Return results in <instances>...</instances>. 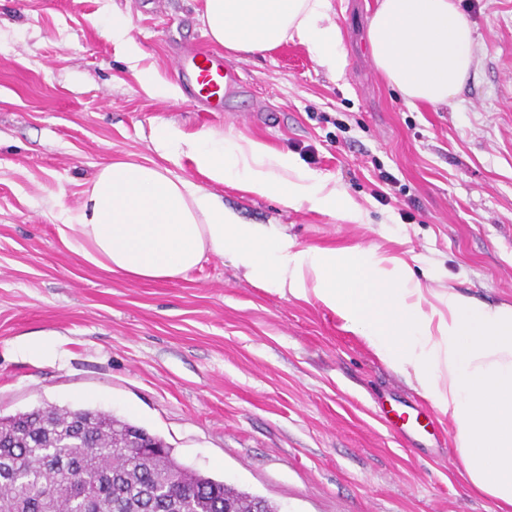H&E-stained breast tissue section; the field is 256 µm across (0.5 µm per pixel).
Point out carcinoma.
<instances>
[{
	"label": "carcinoma",
	"mask_w": 512,
	"mask_h": 512,
	"mask_svg": "<svg viewBox=\"0 0 512 512\" xmlns=\"http://www.w3.org/2000/svg\"><path fill=\"white\" fill-rule=\"evenodd\" d=\"M149 441L158 451H140ZM0 512H279L188 469L164 441L109 413L34 408L0 417Z\"/></svg>",
	"instance_id": "cac0c4a2"
}]
</instances>
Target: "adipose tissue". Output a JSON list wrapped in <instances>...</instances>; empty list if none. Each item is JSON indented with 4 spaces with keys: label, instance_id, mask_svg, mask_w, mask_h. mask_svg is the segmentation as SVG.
Returning <instances> with one entry per match:
<instances>
[{
    "label": "adipose tissue",
    "instance_id": "adipose-tissue-1",
    "mask_svg": "<svg viewBox=\"0 0 512 512\" xmlns=\"http://www.w3.org/2000/svg\"><path fill=\"white\" fill-rule=\"evenodd\" d=\"M329 12L330 0H203L200 19L228 53L250 57L298 43L336 76L347 59ZM368 42L376 68L411 108L448 103L474 67V32L455 0H378ZM152 143L158 160L99 166L58 227L66 247L131 282L181 279L207 257H226L258 287L314 298L447 416L462 475L500 512H512V305L453 287L431 292L405 259L375 248H297L288 236L243 223L212 190L234 184L291 209L365 223L360 204L291 154L208 131L188 135L170 122L155 125ZM179 155L206 185L160 166Z\"/></svg>",
    "mask_w": 512,
    "mask_h": 512
}]
</instances>
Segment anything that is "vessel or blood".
I'll use <instances>...</instances> for the list:
<instances>
[{
	"mask_svg": "<svg viewBox=\"0 0 512 512\" xmlns=\"http://www.w3.org/2000/svg\"><path fill=\"white\" fill-rule=\"evenodd\" d=\"M176 77L186 81L194 104L208 108L222 105L226 88L240 81L218 56L202 48H190L181 54Z\"/></svg>",
	"mask_w": 512,
	"mask_h": 512,
	"instance_id": "obj_1",
	"label": "vessel or blood"
}]
</instances>
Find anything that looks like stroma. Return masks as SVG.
<instances>
[{
  "mask_svg": "<svg viewBox=\"0 0 512 512\" xmlns=\"http://www.w3.org/2000/svg\"><path fill=\"white\" fill-rule=\"evenodd\" d=\"M476 67L446 105L407 108L375 68L377 0H331L347 67L303 45L225 55L247 85L220 112L162 99L175 53L210 47L202 0H0V416L91 408L157 435L184 465L281 512H497L459 474L453 428L315 299L255 286L230 259L131 283L69 251L58 226L99 165L154 157L162 121L295 154L366 224L217 187L244 223L297 248L413 257L425 287L512 304V0H456ZM131 21L129 62L112 14ZM410 410L415 444L381 412Z\"/></svg>",
  "mask_w": 512,
  "mask_h": 512,
  "instance_id": "1",
  "label": "stroma"
}]
</instances>
